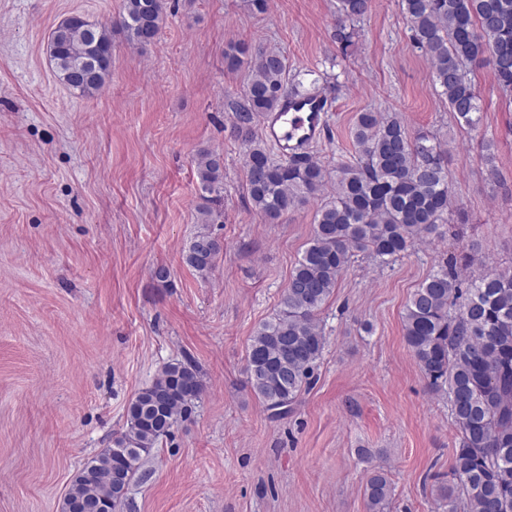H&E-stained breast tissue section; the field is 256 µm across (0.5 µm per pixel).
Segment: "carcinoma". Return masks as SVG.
Segmentation results:
<instances>
[{
  "instance_id": "obj_1",
  "label": "carcinoma",
  "mask_w": 512,
  "mask_h": 512,
  "mask_svg": "<svg viewBox=\"0 0 512 512\" xmlns=\"http://www.w3.org/2000/svg\"><path fill=\"white\" fill-rule=\"evenodd\" d=\"M372 0H338L336 42L351 43V24L367 15ZM417 48L431 66L438 95L460 128L479 129L483 107L471 77L485 64L498 85L512 92V0H400ZM166 0H122L110 24L83 15L60 22L51 33L50 57L60 81L75 94L91 96L112 69V27L136 46L150 45L164 22ZM227 68L250 69L244 95L230 102L232 133L245 146L246 186L253 208L269 224L284 213L317 204L313 237L281 294L276 314L263 322L246 355L248 384L274 418L292 410L309 385L326 346L317 315L333 295L352 257L361 253L388 264L435 234L454 209L446 152L426 132L412 133L396 113L359 112L352 136L358 159L328 170L310 154L275 160L255 127L289 97L310 92L288 83L284 58L259 46L231 44ZM479 151L490 178L497 176V145L481 139ZM202 223L214 224L210 195L224 189V156L209 149L195 157ZM332 194L323 195L327 183ZM222 247L212 232L196 234L183 252L186 265L209 273ZM438 266L413 292L403 315L405 342L437 391L448 395L457 430L452 481L440 487L448 512H512V267L489 268L459 278L458 262ZM204 390L196 369L181 362L163 367L127 409L126 429L113 447L89 460L69 489L64 512H83L89 500L120 512L127 489L162 437L189 402ZM391 484L381 471L367 478L368 512H387Z\"/></svg>"
}]
</instances>
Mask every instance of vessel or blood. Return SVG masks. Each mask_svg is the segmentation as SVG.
Segmentation results:
<instances>
[{
  "label": "vessel or blood",
  "instance_id": "1",
  "mask_svg": "<svg viewBox=\"0 0 512 512\" xmlns=\"http://www.w3.org/2000/svg\"><path fill=\"white\" fill-rule=\"evenodd\" d=\"M326 108V101L318 96L282 101L276 111L265 116L264 134L284 150L305 152L323 135Z\"/></svg>",
  "mask_w": 512,
  "mask_h": 512
}]
</instances>
